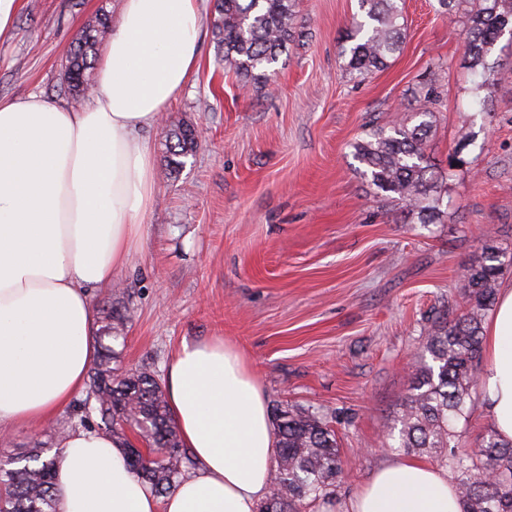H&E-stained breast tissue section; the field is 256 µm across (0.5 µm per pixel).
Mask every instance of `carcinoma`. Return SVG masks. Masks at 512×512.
<instances>
[{"instance_id": "obj_1", "label": "carcinoma", "mask_w": 512, "mask_h": 512, "mask_svg": "<svg viewBox=\"0 0 512 512\" xmlns=\"http://www.w3.org/2000/svg\"><path fill=\"white\" fill-rule=\"evenodd\" d=\"M296 0H215L212 33L219 61L244 84L268 82L272 66L294 37ZM402 0H358L361 19L347 28L343 53L350 72L369 75L387 66L405 38ZM439 12L462 4L469 37L470 69L488 70V56L504 32L512 34V0H437ZM112 32V14L103 10L64 50L63 80L80 97L92 90L93 65ZM413 125L398 123L375 129L354 143L363 175L378 191L403 204L419 223L432 224L441 202L439 181L427 142L432 121L421 112ZM197 148L194 127L180 126L167 135V163L175 173ZM512 268V253L484 245L483 258L464 275L470 309L428 336L433 364L417 369L409 380L400 418L397 451L434 454L453 474L461 512H512V441L488 426L480 446H458V422L466 417L467 399L477 383L484 312L495 298L500 275ZM98 356L88 375L87 397L76 408L84 421L98 414L106 432L133 450L128 432L144 447L127 460L130 469L159 496L178 486L195 466L170 414L165 390L151 372H121L113 363V343L125 340L127 316L110 305L103 310ZM275 474L270 495L257 512H317L342 474L335 431L318 413L297 404L280 411L274 430ZM51 448L40 443L17 456L18 466L0 462V512H57Z\"/></svg>"}]
</instances>
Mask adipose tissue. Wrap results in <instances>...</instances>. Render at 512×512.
Masks as SVG:
<instances>
[{"label": "adipose tissue", "mask_w": 512, "mask_h": 512, "mask_svg": "<svg viewBox=\"0 0 512 512\" xmlns=\"http://www.w3.org/2000/svg\"><path fill=\"white\" fill-rule=\"evenodd\" d=\"M95 90L80 108L0 98V434L47 421L84 389L95 356L92 292L143 237L155 155L143 130L197 67L201 0H121ZM480 404L512 440V285L484 339ZM165 389L196 467L157 496L111 435L74 430L54 459L58 512H255L276 442L266 395L233 344L182 342ZM345 512H460L447 473L414 459L376 470Z\"/></svg>", "instance_id": "1"}]
</instances>
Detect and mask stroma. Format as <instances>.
Returning <instances> with one entry per match:
<instances>
[{
	"label": "stroma",
	"mask_w": 512,
	"mask_h": 512,
	"mask_svg": "<svg viewBox=\"0 0 512 512\" xmlns=\"http://www.w3.org/2000/svg\"><path fill=\"white\" fill-rule=\"evenodd\" d=\"M104 5L116 11L120 0H23L0 39V97L80 107L61 78L62 51ZM357 10V0H297L273 80L245 87L204 33L183 94L146 133L156 166L144 239L115 277L119 295L92 299L128 310L122 369L160 377L182 341L221 336L249 357L269 408L324 413L343 465L332 512L398 460L409 377L428 358L429 332L466 312L463 274L486 237L512 251V36L495 44L486 75L473 74L463 13L405 0L402 50L362 78L342 53ZM424 111L427 153L444 174L433 224L378 193L352 148ZM182 124L198 146L174 173L166 133ZM75 410L15 429L0 459L48 441L50 429H80Z\"/></svg>",
	"instance_id": "1"
}]
</instances>
